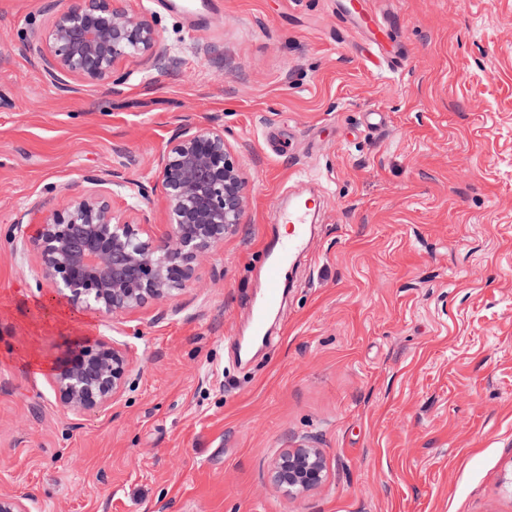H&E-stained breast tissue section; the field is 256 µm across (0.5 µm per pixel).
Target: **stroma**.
Returning a JSON list of instances; mask_svg holds the SVG:
<instances>
[{
    "instance_id": "1",
    "label": "stroma",
    "mask_w": 512,
    "mask_h": 512,
    "mask_svg": "<svg viewBox=\"0 0 512 512\" xmlns=\"http://www.w3.org/2000/svg\"><path fill=\"white\" fill-rule=\"evenodd\" d=\"M131 0L179 57L59 90L27 50L49 0H0V493L40 512H512V0ZM219 124L246 207L190 286L150 306L130 384L78 416L48 377L113 321L47 315L17 210ZM317 195L271 342L236 359L273 208ZM329 477L274 489L284 448ZM327 478L328 463L322 449L304 445L282 449L270 469L272 484L292 497L321 487Z\"/></svg>"
}]
</instances>
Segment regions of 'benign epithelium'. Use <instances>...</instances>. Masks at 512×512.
<instances>
[{
	"instance_id": "7a95c632",
	"label": "benign epithelium",
	"mask_w": 512,
	"mask_h": 512,
	"mask_svg": "<svg viewBox=\"0 0 512 512\" xmlns=\"http://www.w3.org/2000/svg\"><path fill=\"white\" fill-rule=\"evenodd\" d=\"M127 0H51L49 17L30 42L48 76L112 87L126 80L117 65L137 57L156 70L177 65L155 22L127 8ZM158 179L130 185L117 170L112 178H86L92 188L61 209L35 199L14 220L12 251L35 257L31 277L75 311H93L125 323L148 306L185 288L198 261L215 253L243 223L246 180L224 127L184 125L156 159ZM160 194L167 227L157 237L142 204ZM134 356L112 336H77L58 359L49 385L76 415L107 411L122 397ZM328 478L322 449L284 448L274 458L270 479L297 497ZM27 495L1 494L0 512H34Z\"/></svg>"
}]
</instances>
